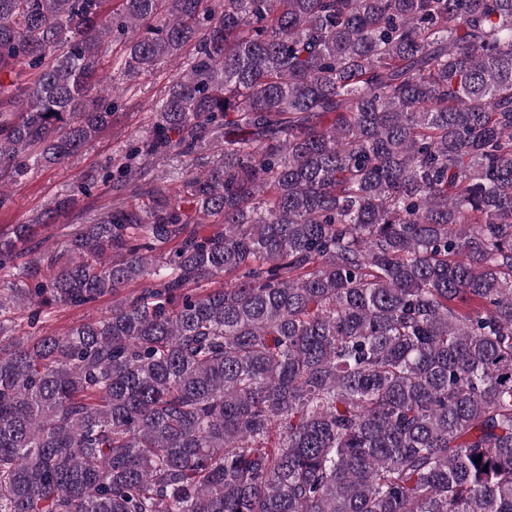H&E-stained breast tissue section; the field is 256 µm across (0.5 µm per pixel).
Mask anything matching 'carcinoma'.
Instances as JSON below:
<instances>
[{"label": "carcinoma", "instance_id": "1", "mask_svg": "<svg viewBox=\"0 0 512 512\" xmlns=\"http://www.w3.org/2000/svg\"><path fill=\"white\" fill-rule=\"evenodd\" d=\"M188 48L81 188L224 162L0 236V512H512V0H0V210ZM223 158L224 150H221L220 147L210 149L198 156L168 155L159 160L155 168L150 167L142 172L138 180L127 183L126 187L101 183L90 196L77 195V207L72 212L60 217L57 224H49L47 230L29 243L28 249H32L35 255L44 252L49 255L59 253L65 242L77 232L82 224L93 222L97 215L118 197L128 198L137 194V198H140L141 201V198L145 199L146 195L157 185L165 184L172 188L177 187L192 171L204 169L220 162ZM111 307L112 297L106 296L78 308L49 310L43 313L38 326H42L44 331L63 332L73 325L99 320L110 311Z\"/></svg>", "mask_w": 512, "mask_h": 512}]
</instances>
